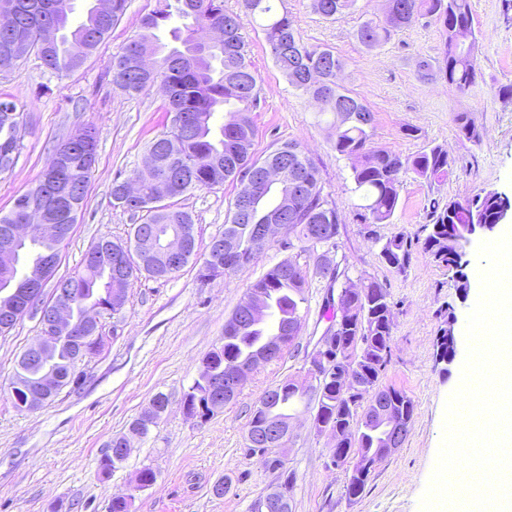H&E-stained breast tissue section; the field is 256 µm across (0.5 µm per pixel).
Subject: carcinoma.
Listing matches in <instances>:
<instances>
[{
  "instance_id": "obj_1",
  "label": "carcinoma",
  "mask_w": 512,
  "mask_h": 512,
  "mask_svg": "<svg viewBox=\"0 0 512 512\" xmlns=\"http://www.w3.org/2000/svg\"><path fill=\"white\" fill-rule=\"evenodd\" d=\"M110 13L102 16L94 7L86 9L83 18L71 24L74 8L70 0H0V12H13L9 26H0V71L12 69L34 54L43 66L57 76L72 73L84 64L122 19L127 0H110ZM390 6L384 20L364 21L356 31L357 40L366 48H375L388 40L396 29L409 27L421 17L439 23L446 33L440 57L419 63L422 74L443 78L448 85L463 91L477 78L474 51L476 37L469 32L468 43L460 48L454 45V26L457 22L472 24L470 0H386ZM244 7L260 20V27L270 46L275 65L295 88L311 94L322 111L336 116L333 123V147L336 152L356 161L353 167L355 190L362 191L367 204L362 206L361 218L366 224H385L393 216L400 199L401 175L411 171L420 178L436 179L448 176L451 160L448 151L439 145H427L414 156L370 147L375 115L362 99L350 94L336 83V74L343 62L327 47L306 45L294 27L288 11H279L275 0H243ZM356 0H312V9L321 17L336 21L350 13ZM218 20L224 25L220 47L205 56L186 57L201 50V41L209 23ZM57 22L62 25V39L57 46H46L39 38L42 27ZM166 31L180 43L170 47L160 33ZM112 83L130 95L140 94L156 85L167 87L170 93L169 111L182 114V121L156 137L151 146L161 147L156 175L184 178L177 183V195L190 190L213 188L226 181L239 180L245 170L259 174L280 158L290 162L300 172L302 182L297 188L281 187L265 193L258 201L255 219L271 223L280 215L282 196L300 191L303 212L285 214L288 232L298 240L316 246V231L327 227L338 228L336 207L321 195L319 171L295 142H285L265 156H255L253 142L256 136L251 112L257 106L258 77L248 60V49L242 34L239 16L224 8V0H157V7L142 16L138 34L129 40L112 58ZM224 107V122L216 124L215 114ZM458 130L468 140L478 139L475 126L461 112L455 117ZM93 175L83 153L74 150L67 154L63 176L49 178L44 170L39 183L52 194L72 198L76 223L85 204V189ZM154 175V176H156ZM152 175L140 177L139 197L143 206L138 210L126 207L119 197L121 182L112 184L113 205L143 224H185L193 227L191 215L183 210L153 203ZM512 205V199L498 191H485L463 201H452L435 211L433 222L426 225L424 249L439 263L452 267L465 262L463 245L468 240L457 233L459 224H493L501 208ZM249 222L240 220L235 203H230L224 231L213 237L205 256L216 252V243L224 240V233L237 237L238 265L246 267L253 261L248 229ZM96 243H107L112 252L121 253L130 276L144 272L153 278L171 276V272L156 269L135 250L134 234L127 241H114L104 235ZM413 240L403 233L387 238L380 254L385 263L399 271L410 264ZM76 280L80 304H96L102 294L113 288V280L105 263L83 264L80 272L68 280ZM307 270L288 260V267L278 263L246 291L261 290L276 313L279 328L288 330L287 346H292L302 330L301 304L305 301L304 288ZM355 313L349 323L341 326L337 335L344 347L360 348L344 363L330 366L332 379L324 389L303 393L283 387L266 408L254 406L249 424L262 420L266 412L288 415L297 403L316 402L315 417L331 423L336 437L334 464L345 463L354 449L385 448L392 442L394 428L390 419L404 426L402 439H407L414 414L412 399L394 387L380 385V377L388 362L392 337V308L387 289L371 281L355 289ZM266 324L248 321L244 304H239L224 325V361L245 360L268 335ZM78 343L74 340L56 347L46 359L61 374L58 390L79 383L73 373ZM42 365L30 363L19 356L11 385L16 391L13 403L27 397L28 381L38 374ZM390 414L380 420L376 410ZM355 467L364 472L362 478L346 485L350 497L361 495L370 477V470L362 463Z\"/></svg>"
}]
</instances>
